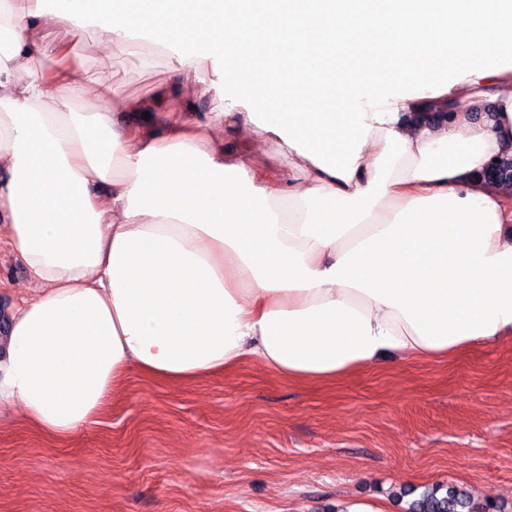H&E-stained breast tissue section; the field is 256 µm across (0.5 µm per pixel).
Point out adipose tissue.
<instances>
[{
    "label": "adipose tissue",
    "mask_w": 512,
    "mask_h": 512,
    "mask_svg": "<svg viewBox=\"0 0 512 512\" xmlns=\"http://www.w3.org/2000/svg\"><path fill=\"white\" fill-rule=\"evenodd\" d=\"M61 22L161 32L223 111L90 78ZM505 155L512 0H0V223L35 289L0 408L63 438L133 370L333 383L512 339V196L478 178Z\"/></svg>",
    "instance_id": "1"
}]
</instances>
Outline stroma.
Wrapping results in <instances>:
<instances>
[{
  "instance_id": "1",
  "label": "stroma",
  "mask_w": 512,
  "mask_h": 512,
  "mask_svg": "<svg viewBox=\"0 0 512 512\" xmlns=\"http://www.w3.org/2000/svg\"><path fill=\"white\" fill-rule=\"evenodd\" d=\"M72 59L152 97L173 63L92 31L53 30ZM31 293L0 244V336ZM455 485L512 512V341L441 362L386 358L333 384L252 362L191 384L130 373L95 424L59 439L0 409V512H409Z\"/></svg>"
}]
</instances>
